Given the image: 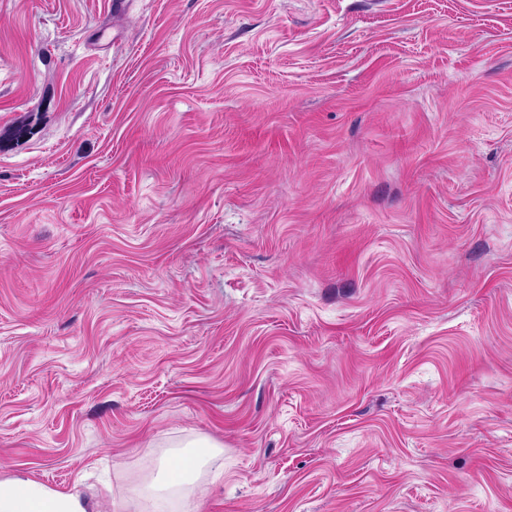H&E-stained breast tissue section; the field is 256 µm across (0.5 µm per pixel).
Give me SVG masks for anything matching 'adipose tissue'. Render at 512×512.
I'll use <instances>...</instances> for the list:
<instances>
[{
	"label": "adipose tissue",
	"instance_id": "adipose-tissue-1",
	"mask_svg": "<svg viewBox=\"0 0 512 512\" xmlns=\"http://www.w3.org/2000/svg\"><path fill=\"white\" fill-rule=\"evenodd\" d=\"M222 447L205 436L180 441L162 454L156 469L138 476L123 512H171L180 504L184 512H204L210 487L224 473ZM0 512H112L110 489L86 493L49 489L22 475L0 478Z\"/></svg>",
	"mask_w": 512,
	"mask_h": 512
}]
</instances>
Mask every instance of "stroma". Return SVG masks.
Masks as SVG:
<instances>
[{
	"mask_svg": "<svg viewBox=\"0 0 512 512\" xmlns=\"http://www.w3.org/2000/svg\"><path fill=\"white\" fill-rule=\"evenodd\" d=\"M0 476L206 512H512V0H0ZM175 450L162 454L158 467L138 476L126 500L127 512H203L210 486L224 474L223 447L206 436L180 441ZM179 503L184 510H172Z\"/></svg>",
	"mask_w": 512,
	"mask_h": 512,
	"instance_id": "stroma-1",
	"label": "stroma"
}]
</instances>
